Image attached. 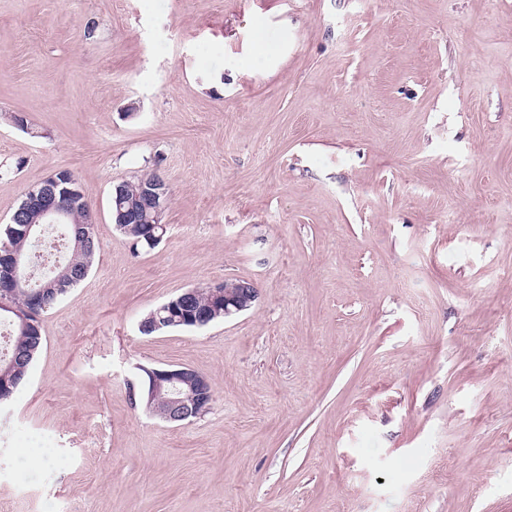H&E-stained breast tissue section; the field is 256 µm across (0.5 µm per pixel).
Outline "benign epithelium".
Here are the masks:
<instances>
[{
	"mask_svg": "<svg viewBox=\"0 0 512 512\" xmlns=\"http://www.w3.org/2000/svg\"><path fill=\"white\" fill-rule=\"evenodd\" d=\"M167 198L168 187L161 179L139 185L129 199L124 193V186L117 185L114 198L116 223L147 222L155 229L161 223ZM76 209L87 213V221L73 225L72 237L76 244H86L92 239L96 216L75 175L68 169H60L25 192L22 207L12 215L11 223L19 225L24 236H34L38 228L26 222V213L36 211L47 223L56 224ZM25 264V258L17 252L0 253V280H18ZM205 288L209 290L206 304H199L202 287L186 289L160 305L149 315V320L140 323L139 330L149 334L181 324L205 328L219 318L250 309L258 299L256 286L245 280L226 279L207 284ZM0 313L19 319L23 328L31 323L30 317L34 316L32 309L17 307L11 301L10 292L4 288L0 290ZM147 378L145 409L165 422H189L211 408L213 392L209 381L193 369H153L147 372Z\"/></svg>",
	"mask_w": 512,
	"mask_h": 512,
	"instance_id": "7a95c632",
	"label": "benign epithelium"
}]
</instances>
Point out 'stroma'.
Listing matches in <instances>:
<instances>
[{"label": "stroma", "instance_id": "35a3bbf8", "mask_svg": "<svg viewBox=\"0 0 512 512\" xmlns=\"http://www.w3.org/2000/svg\"><path fill=\"white\" fill-rule=\"evenodd\" d=\"M59 169L101 250L0 407V512H512V0H0V225ZM227 278L250 310L140 333ZM169 366L208 413L146 412ZM113 188L114 186L112 187L111 194L112 222L113 208L115 213L116 205L115 224L118 225V230L131 241L134 252L139 253L140 250L152 249L153 247L148 245L143 235L144 224L137 225L130 231H123L119 224H139V222H147V224H154L152 225L153 230L160 226L164 232L165 225L158 224H162V214L168 198V187L166 183L162 179H157L152 182L140 184L134 195H132L127 202L121 201L127 197L124 193V186L117 185L115 189ZM113 193L115 203L113 202L112 207ZM124 203H128V207L125 210H123ZM145 409L159 419L179 424L200 418L213 402L208 379L187 367L147 371Z\"/></svg>", "mask_w": 512, "mask_h": 512}]
</instances>
